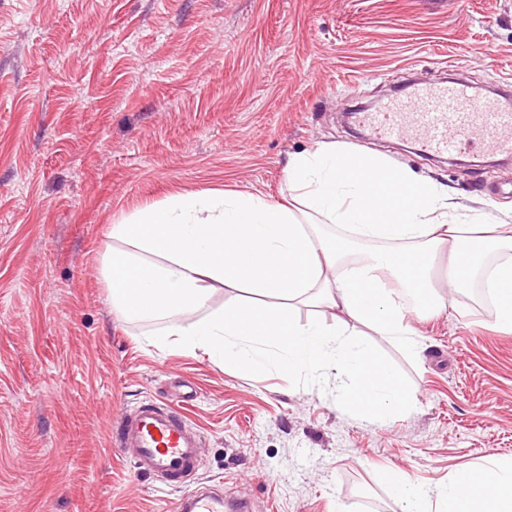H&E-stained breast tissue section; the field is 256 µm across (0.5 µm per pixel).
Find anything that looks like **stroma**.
Returning a JSON list of instances; mask_svg holds the SVG:
<instances>
[{
  "label": "stroma",
  "instance_id": "35a3bbf8",
  "mask_svg": "<svg viewBox=\"0 0 512 512\" xmlns=\"http://www.w3.org/2000/svg\"><path fill=\"white\" fill-rule=\"evenodd\" d=\"M443 76L512 90V0H0V512H174L182 490L112 432L181 385L201 442L190 484L254 512H393L385 469L432 490L512 460V334L473 292L409 314L421 358L368 336L417 396L381 424L334 379L152 345L166 320L113 309L99 272L132 209L283 199L288 155L321 144L448 186L472 223H512V157L432 155L352 118Z\"/></svg>",
  "mask_w": 512,
  "mask_h": 512
}]
</instances>
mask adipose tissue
<instances>
[{
	"label": "adipose tissue",
	"mask_w": 512,
	"mask_h": 512,
	"mask_svg": "<svg viewBox=\"0 0 512 512\" xmlns=\"http://www.w3.org/2000/svg\"><path fill=\"white\" fill-rule=\"evenodd\" d=\"M285 173V203L238 191L183 192L111 225L104 281L112 307L134 319L167 320L155 345L203 352L229 371H329L349 409L372 422L408 411L413 399L348 320L420 355L424 344L406 321L407 294L420 297L426 312L455 303L485 257L504 252L507 260L491 269L486 286L498 303L497 328L512 333L511 224L492 221L463 233L468 219L448 190L379 155L323 144L289 156ZM326 224L344 236H327ZM356 239L368 249L352 252ZM443 251L442 294L431 269ZM225 286L252 298L209 309ZM303 302L336 307L344 320L333 328L300 323L291 311ZM199 310L203 318L185 322ZM387 483L399 512H512V460L455 471L433 493L398 469H388Z\"/></svg>",
	"instance_id": "1"
}]
</instances>
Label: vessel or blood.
Masks as SVG:
<instances>
[{
	"instance_id": "1",
	"label": "vessel or blood",
	"mask_w": 512,
	"mask_h": 512,
	"mask_svg": "<svg viewBox=\"0 0 512 512\" xmlns=\"http://www.w3.org/2000/svg\"><path fill=\"white\" fill-rule=\"evenodd\" d=\"M358 121L381 135L418 142L442 154L477 148L512 152V110L477 97L463 82H416L388 98ZM116 443L135 451L139 469L169 487H182L200 463V440L186 417L169 405L148 403L127 414L115 433ZM175 512H253L244 498L195 489L185 493Z\"/></svg>"
}]
</instances>
